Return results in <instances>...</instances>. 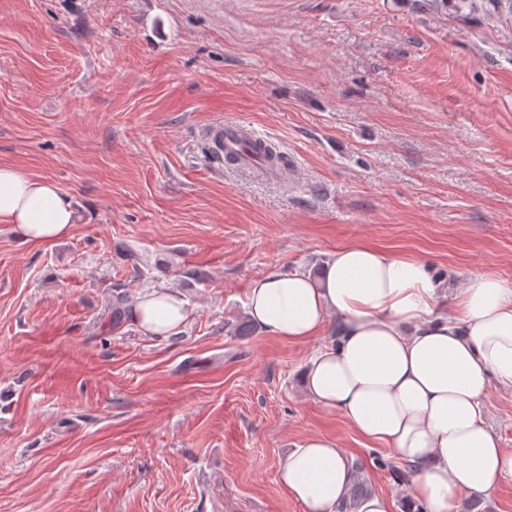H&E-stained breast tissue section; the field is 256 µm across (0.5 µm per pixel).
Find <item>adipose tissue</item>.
I'll list each match as a JSON object with an SVG mask.
<instances>
[{
    "mask_svg": "<svg viewBox=\"0 0 512 512\" xmlns=\"http://www.w3.org/2000/svg\"><path fill=\"white\" fill-rule=\"evenodd\" d=\"M74 199L55 182L0 165V223L30 246L69 237ZM445 289L421 259L359 244L336 249L318 275L272 271L247 292L250 318L291 343H313L300 373L306 395L341 414L365 442L410 470L407 512H460L463 499L512 480V448L487 420L491 385L512 389V282L468 278L440 309ZM192 310L167 288L141 292L129 313L147 336L181 332ZM359 475L336 438L312 435L289 449L279 484L304 512H396Z\"/></svg>",
    "mask_w": 512,
    "mask_h": 512,
    "instance_id": "ef3b65f1",
    "label": "adipose tissue"
}]
</instances>
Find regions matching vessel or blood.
<instances>
[{
  "instance_id": "vessel-or-blood-1",
  "label": "vessel or blood",
  "mask_w": 512,
  "mask_h": 512,
  "mask_svg": "<svg viewBox=\"0 0 512 512\" xmlns=\"http://www.w3.org/2000/svg\"><path fill=\"white\" fill-rule=\"evenodd\" d=\"M207 140L211 146L223 147L237 165L246 170H260L282 180L295 176V168H286L271 161L262 151L263 137L251 128L232 121H218L211 125Z\"/></svg>"
}]
</instances>
